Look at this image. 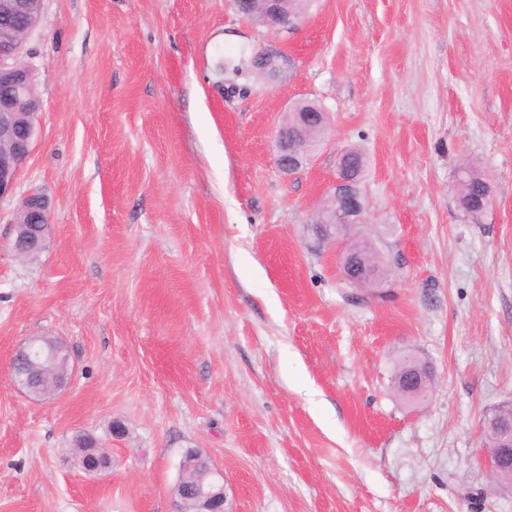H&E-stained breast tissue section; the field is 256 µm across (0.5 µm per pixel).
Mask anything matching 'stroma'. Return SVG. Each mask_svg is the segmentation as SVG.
Segmentation results:
<instances>
[{"label": "stroma", "instance_id": "1", "mask_svg": "<svg viewBox=\"0 0 512 512\" xmlns=\"http://www.w3.org/2000/svg\"><path fill=\"white\" fill-rule=\"evenodd\" d=\"M244 50L288 64L217 68ZM23 59L42 107L0 200V512H176L189 449L226 512H512L481 464L512 405V0H315L291 30L234 0H43ZM301 99L328 129L286 174ZM349 148L365 212L320 242ZM466 164L492 185L475 220ZM31 194L52 234L22 258ZM357 240L399 262L356 291ZM32 336L69 357L41 398L10 372ZM408 356L430 369L415 400L394 385ZM485 180L488 179L470 167L465 166L459 170V202L464 214L471 219L477 217L468 214L470 204L477 203L484 197H486L488 204L490 202L492 191H489V188L485 185ZM79 455L82 468L89 473H102L112 468V458L104 450L91 447Z\"/></svg>", "mask_w": 512, "mask_h": 512}]
</instances>
